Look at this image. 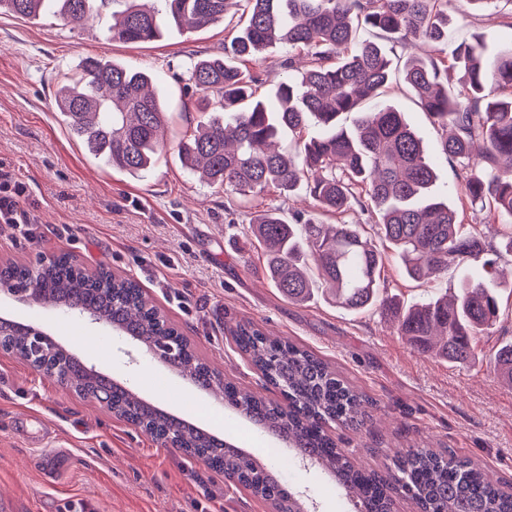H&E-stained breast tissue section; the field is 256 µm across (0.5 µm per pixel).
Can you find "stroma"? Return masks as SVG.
<instances>
[{"label":"stroma","instance_id":"obj_1","mask_svg":"<svg viewBox=\"0 0 512 512\" xmlns=\"http://www.w3.org/2000/svg\"><path fill=\"white\" fill-rule=\"evenodd\" d=\"M122 0L99 21L76 28L49 13L39 20L0 15V166L24 183L21 204L38 222L28 236L0 228V264H30L68 253L81 267L99 265L148 290L160 310L188 336L208 364L256 393L264 381L233 343L236 324L312 350L369 399L356 425H333L339 448L357 466L385 471L395 455L415 447L450 450L512 485V386L492 363L512 341V290L500 291V324L481 337L473 363L460 366L414 352L380 309L349 312L323 292L302 305L268 281L264 250L248 230L258 202L199 182L183 169L178 143L196 129L200 96L189 80L192 63L224 52V24L193 32L174 23L157 0L162 36L123 44L106 28ZM448 45L475 41L488 48L512 42V0L485 11L470 0H448ZM89 57L149 71L167 110L166 147L153 170L130 179L104 167L72 138L57 115L54 93ZM422 137L436 174L435 193L463 214V232L497 244L500 225L464 199L456 167L440 151L441 132L402 86L385 92ZM381 287L404 305L456 288L465 271L425 281L405 276L388 243ZM0 317L42 325L80 358L128 383L151 403L207 431H222L304 492L319 512H354L355 499L332 477L299 462L287 444L225 408L220 397L146 359L129 362L107 330L30 307L0 294ZM43 428L40 441L19 437L15 419ZM0 498L14 512H269L238 483L200 461L161 447L98 403L79 397L12 354L0 353Z\"/></svg>","mask_w":512,"mask_h":512}]
</instances>
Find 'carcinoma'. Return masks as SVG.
I'll return each instance as SVG.
<instances>
[{"label":"carcinoma","instance_id":"cac0c4a2","mask_svg":"<svg viewBox=\"0 0 512 512\" xmlns=\"http://www.w3.org/2000/svg\"><path fill=\"white\" fill-rule=\"evenodd\" d=\"M92 0H0V11L37 19L52 9L73 26L88 17ZM174 21L186 30L224 19L230 0H164ZM244 23L224 44V56L203 58L191 69L194 87L213 101L208 119L179 144L184 167L207 183L253 200L274 190L302 188L336 224L313 217L287 220L279 207L259 211L250 232L266 252L267 275L296 304L308 302L321 285L332 303L350 312L379 307L390 312L399 335L421 353L453 364L475 359L480 336L494 333L500 320L496 288L502 252L512 254V44L492 54L481 44H460L451 56L448 0H243ZM112 14L115 42L138 44L160 37L155 10L127 0ZM363 22L386 40L415 47L402 75L420 108L442 131L441 149L458 164L460 188L474 206L505 224L502 249L482 235L460 232L461 220L433 192L435 173L421 137L390 105L367 111L363 103L381 96L396 67L384 45L356 39ZM277 44L288 47L275 103L256 95L259 80L244 63ZM462 73L448 86V71ZM70 134L104 166L139 178L156 164L164 144L165 111L146 70L88 57L78 77L55 97ZM358 112L356 124L337 118ZM319 127L306 136L309 122ZM295 149L281 151L283 132ZM359 211L402 260L404 273L422 280L450 267L473 266L455 294L428 297L404 310L380 289L383 254L360 225L344 220ZM0 284L34 288L56 303L92 311L112 326L153 345L172 334L155 305L135 281L120 275L98 278L66 261L34 269L0 267ZM234 340L288 400L282 405L244 387L215 380L193 347L182 350L179 371L205 388L221 387L224 401L256 425L288 441L299 458L320 466L336 487L357 491V512H394V488L416 500L422 512H512V493L490 480L469 458L412 448L385 474L356 468L325 433L330 422L352 423L363 396L331 364L296 344L259 329L237 326ZM493 363L512 385V342L502 344ZM133 391L112 392V407L147 428L164 432L175 422L136 400ZM181 445L218 464L224 477L249 489L272 512H308V503L283 485L273 470L240 449L221 443L187 423Z\"/></svg>","mask_w":512,"mask_h":512}]
</instances>
